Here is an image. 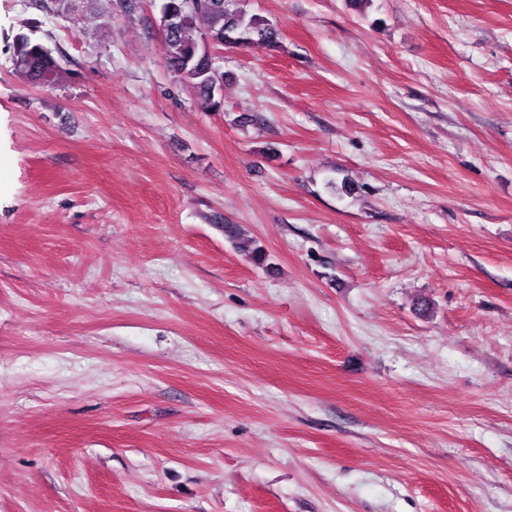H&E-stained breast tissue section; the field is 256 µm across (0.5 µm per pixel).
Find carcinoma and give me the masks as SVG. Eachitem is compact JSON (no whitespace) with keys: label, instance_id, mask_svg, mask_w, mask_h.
I'll list each match as a JSON object with an SVG mask.
<instances>
[{"label":"carcinoma","instance_id":"1","mask_svg":"<svg viewBox=\"0 0 512 512\" xmlns=\"http://www.w3.org/2000/svg\"><path fill=\"white\" fill-rule=\"evenodd\" d=\"M61 13L94 11L98 0H53ZM175 15L176 26L163 30V53L179 81L193 88L197 104L216 112L224 104L223 74L199 55L201 45L214 48L245 46L258 37L275 42L278 30L255 15H248L244 0H164L160 15ZM47 36L21 32L14 37L11 61L16 74L46 87L58 85L67 69L56 57L42 52Z\"/></svg>","mask_w":512,"mask_h":512}]
</instances>
